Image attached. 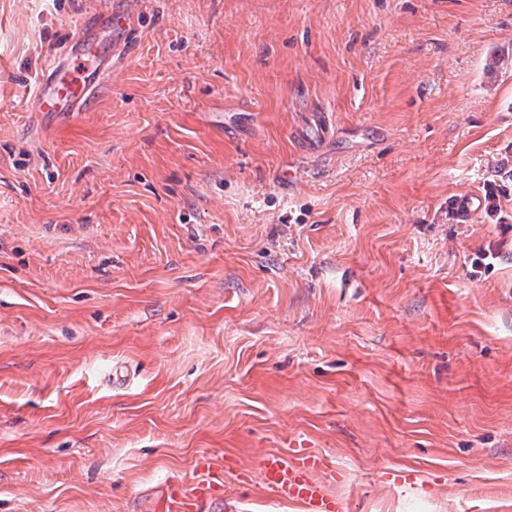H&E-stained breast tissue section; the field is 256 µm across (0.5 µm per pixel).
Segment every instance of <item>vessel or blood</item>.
Instances as JSON below:
<instances>
[{"label": "vessel or blood", "mask_w": 512, "mask_h": 512, "mask_svg": "<svg viewBox=\"0 0 512 512\" xmlns=\"http://www.w3.org/2000/svg\"><path fill=\"white\" fill-rule=\"evenodd\" d=\"M101 72L95 65L73 66L71 74L51 68L36 90V107L41 112H75L96 91ZM201 467L211 472L210 480L199 483L193 495L181 494L168 488L161 497V512H192L195 502L212 498L221 486L218 477L224 463L207 457L199 461ZM324 457L296 452L291 457L271 454L261 463L263 488L276 502L300 504L304 512H341L342 502L330 495L315 474L327 470Z\"/></svg>", "instance_id": "1"}]
</instances>
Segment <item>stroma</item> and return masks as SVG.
I'll return each instance as SVG.
<instances>
[{"label":"stroma","mask_w":512,"mask_h":512,"mask_svg":"<svg viewBox=\"0 0 512 512\" xmlns=\"http://www.w3.org/2000/svg\"><path fill=\"white\" fill-rule=\"evenodd\" d=\"M87 38L97 97L35 111ZM495 53L512 0H0V512H155L205 454L198 512H302L258 474L300 447L343 512H512ZM199 466L206 468L208 473H217V477H213L208 482H201L195 488L193 496L181 494L178 489L169 487L167 491H164L161 497V508L162 512H187L193 511L194 502L202 501L205 499L212 498L218 488L222 486L220 481L219 472L224 470L223 460H213L207 457H203L199 460Z\"/></svg>","instance_id":"obj_1"}]
</instances>
